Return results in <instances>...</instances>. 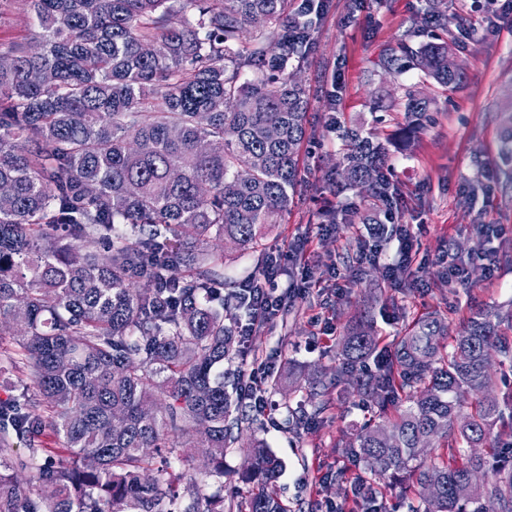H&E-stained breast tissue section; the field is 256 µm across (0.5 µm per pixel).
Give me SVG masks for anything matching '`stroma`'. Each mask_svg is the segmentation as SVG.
Returning <instances> with one entry per match:
<instances>
[{
  "mask_svg": "<svg viewBox=\"0 0 512 512\" xmlns=\"http://www.w3.org/2000/svg\"><path fill=\"white\" fill-rule=\"evenodd\" d=\"M350 0H328L314 34V47L302 77L310 87L306 177L293 204L267 235L269 247L303 246L301 259L283 263L280 287L299 282L308 263L318 285L309 287L251 340V349L273 357L279 385L268 396L276 406L259 416L252 430L282 463L277 480L292 512H367L368 501L352 493L363 463L348 447L350 437L374 413L369 398L341 393L336 383L338 352L354 321L368 316L379 345L395 354L416 323L432 316L448 337L457 336L472 312L493 306L512 308V181L497 163L500 113L512 106V9L503 0H448L449 15L467 18L455 59L467 75L456 88L422 83L416 71L399 81L384 80L373 66L380 48L410 36L428 42L431 29L421 17L426 0H365L363 11L349 14ZM421 84L431 98L429 119L411 137L401 107L373 112L371 91L382 85L398 99L399 84ZM336 95L342 120L363 126L382 143L389 158L388 177L403 204V223L414 234L416 260L410 276L390 283L386 265L397 256L398 241L388 237L378 259L360 261L365 226L327 224L325 210L364 213L373 200L365 190L330 192L342 150L326 121L328 95ZM494 262L496 274L484 279L475 258ZM466 262L472 279L449 284L446 265ZM491 352L494 394L500 416L492 438L512 440V329ZM238 443L224 460V483L216 485L198 470L189 481L206 491L223 488L225 501L238 502L247 488L236 477L246 459Z\"/></svg>",
  "mask_w": 512,
  "mask_h": 512,
  "instance_id": "stroma-1",
  "label": "stroma"
}]
</instances>
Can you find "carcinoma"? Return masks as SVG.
<instances>
[{
    "label": "carcinoma",
    "mask_w": 512,
    "mask_h": 512,
    "mask_svg": "<svg viewBox=\"0 0 512 512\" xmlns=\"http://www.w3.org/2000/svg\"><path fill=\"white\" fill-rule=\"evenodd\" d=\"M23 2L37 46H0V336L23 361L0 366L23 373L0 398V512H288L281 465L260 440L238 473L250 495L224 504V457L259 411L239 397L237 322L224 311L244 303L217 291L224 255L211 242L256 252L288 214L308 132L300 73L320 13L303 0ZM445 3L428 0V23L448 19ZM451 48L400 40L376 65L455 87L466 74L448 72ZM401 89L414 132L431 99ZM503 125L512 166V107ZM331 126L338 186L390 195L384 148L361 126ZM509 318L478 310L448 351L423 321L397 364L369 376L372 327L345 336L341 371L380 410L418 388L396 420L350 444L373 477L359 487L405 474L436 487L423 512H512V466L488 461L501 452L488 441V355ZM14 438L28 449L15 462ZM440 439L445 454L427 462ZM201 449L219 483L210 494L185 476Z\"/></svg>",
    "instance_id": "cac0c4a2"
}]
</instances>
